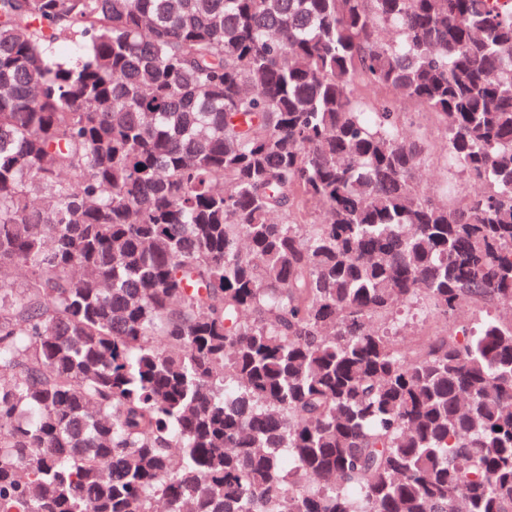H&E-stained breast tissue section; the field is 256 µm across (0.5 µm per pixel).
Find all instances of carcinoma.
Here are the masks:
<instances>
[{
    "mask_svg": "<svg viewBox=\"0 0 512 512\" xmlns=\"http://www.w3.org/2000/svg\"><path fill=\"white\" fill-rule=\"evenodd\" d=\"M11 267L0 512H512V0H0ZM401 110L406 113L407 118L403 127L405 134L414 136L417 132L423 131L432 144L433 159L419 172L418 181L428 194H439L446 184L448 175L444 165V133L434 123L429 112L409 103L401 104Z\"/></svg>",
    "mask_w": 512,
    "mask_h": 512,
    "instance_id": "cac0c4a2",
    "label": "carcinoma"
}]
</instances>
